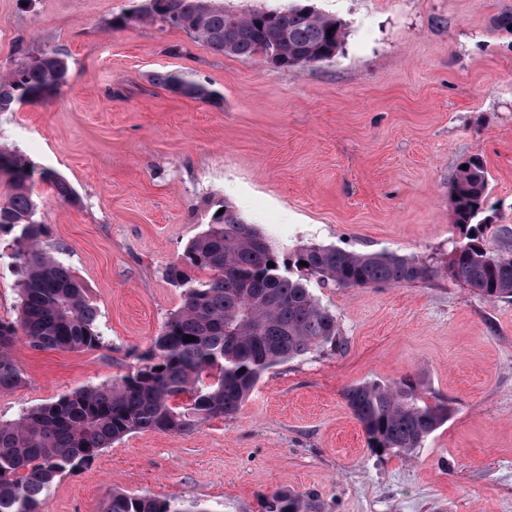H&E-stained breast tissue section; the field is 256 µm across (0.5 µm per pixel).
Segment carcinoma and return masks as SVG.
I'll return each instance as SVG.
<instances>
[{
	"label": "carcinoma",
	"instance_id": "carcinoma-1",
	"mask_svg": "<svg viewBox=\"0 0 512 512\" xmlns=\"http://www.w3.org/2000/svg\"><path fill=\"white\" fill-rule=\"evenodd\" d=\"M148 17L161 28L183 30L212 50L238 57L276 53L280 69L314 65L336 56L345 26L310 4L238 13L222 0H148ZM67 56L58 50L24 56L0 75V112L35 103L66 85ZM155 84L184 97L218 104L210 85L164 72ZM452 186V223L464 235L448 264L450 275L487 298H512V254L493 255L476 222L486 203L488 173L479 156ZM34 168L16 150L0 148V178L12 188L0 204V233L12 235L14 265L21 273L16 318L0 319V391L25 380L13 349L23 340L34 350L78 351L104 344L99 310L88 289L61 259L44 250L47 225L36 219L30 186ZM61 200L70 185L51 170L40 173ZM212 213L204 230L168 268L170 282L184 289L181 307L134 368L116 381L86 386L0 420V512H41L55 480L89 466L113 443L133 433H184L200 423L237 415L271 368L314 348L338 347L336 316L322 306L291 269H303L339 288L409 285L435 271L395 252H357L308 246L282 253L228 204ZM307 263L302 267L299 262ZM274 267H268L269 263ZM191 335L193 341H184ZM362 426L368 447L410 455L448 422L443 403H429L419 383L366 382L344 394ZM265 512H321L317 497L276 491ZM102 512H207L195 502L114 492Z\"/></svg>",
	"mask_w": 512,
	"mask_h": 512
}]
</instances>
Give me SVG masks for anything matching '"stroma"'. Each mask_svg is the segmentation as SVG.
Segmentation results:
<instances>
[{
	"label": "stroma",
	"instance_id": "stroma-1",
	"mask_svg": "<svg viewBox=\"0 0 512 512\" xmlns=\"http://www.w3.org/2000/svg\"><path fill=\"white\" fill-rule=\"evenodd\" d=\"M145 4L0 0V72L25 50L68 56L59 93L0 112V146L73 188L67 202L30 184L44 247L88 288L106 336L71 352L17 342L25 382L0 393V419L127 373L183 303L169 266L222 202L278 247L393 251L439 276L339 288L306 275L340 348L269 370L234 418L125 437L56 481L42 512H102L116 491L262 512L279 490L325 512H512V301L448 273L462 239L451 187L475 155L489 177L484 245L512 252V30L494 23L512 0H311L344 22L345 42L288 70L138 19ZM159 72L223 100L164 90ZM10 242L0 234L5 320L20 302ZM406 377L451 417L412 456L375 453L344 393ZM153 81L156 85H159L172 93L204 103L216 105L223 99L221 94L212 89L210 85L176 73H157L154 76Z\"/></svg>",
	"mask_w": 512,
	"mask_h": 512
}]
</instances>
